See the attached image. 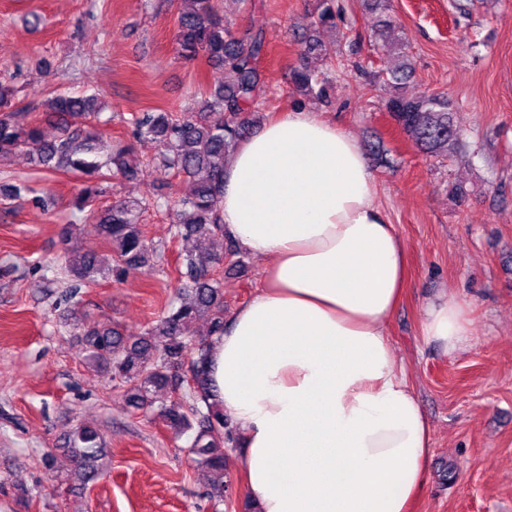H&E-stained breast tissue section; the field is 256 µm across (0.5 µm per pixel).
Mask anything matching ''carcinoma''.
<instances>
[{"label":"carcinoma","instance_id":"1","mask_svg":"<svg viewBox=\"0 0 512 512\" xmlns=\"http://www.w3.org/2000/svg\"><path fill=\"white\" fill-rule=\"evenodd\" d=\"M177 16L176 51L184 59L204 57L224 71V83L200 101L195 112H144L134 122L133 135L150 138L161 148V170L183 177L184 192L175 204V235L185 241L224 236L221 201L224 194V162L244 137L248 121L245 111L258 104L264 92L259 67L263 42L259 34L238 35L213 6L212 0H182ZM376 15L375 34L394 46L402 62L380 75L387 91L384 108L415 147L427 154L448 157L461 146L452 121L455 105L444 93L420 96L407 94L413 75L408 53L396 34L392 0H364ZM333 0H320L302 37L304 54H314L330 63L335 51L314 38L320 27L336 26ZM289 81L306 96L326 95V72L304 66L289 73ZM16 91L0 81V161L17 153L49 173L74 175L81 188L73 205L83 210L101 193L103 179L112 175L130 180L140 176V164L130 158V149L118 147L106 160L97 159L101 134L97 128L98 97L60 92L46 101L44 121L56 130L48 139L39 123L21 125L15 120ZM220 113L219 122L211 115ZM149 206L162 207L158 197L117 200L93 214L94 232L112 246L110 258L81 252L74 245L77 225L62 224L58 238L67 272L79 281L122 278L150 268L159 257L140 227L142 212ZM224 256L185 249L177 265L178 307L169 309L157 323L136 336L116 327L78 325L86 355L94 367L112 370V378L125 387L130 407L153 411L176 434L195 430L189 446L191 460L212 474L215 494L224 496V445L236 442L228 429L224 409L213 399L209 342L194 339V325L203 319L208 335L224 333ZM191 370L194 385L174 399L183 367ZM68 452L75 464L71 478L83 486L107 475L105 448L100 432L78 426L68 438Z\"/></svg>","mask_w":512,"mask_h":512}]
</instances>
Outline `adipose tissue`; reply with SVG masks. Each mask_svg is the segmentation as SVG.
Wrapping results in <instances>:
<instances>
[{"label": "adipose tissue", "instance_id": "1", "mask_svg": "<svg viewBox=\"0 0 512 512\" xmlns=\"http://www.w3.org/2000/svg\"><path fill=\"white\" fill-rule=\"evenodd\" d=\"M357 142L316 113L266 122L224 164V233L265 277L210 342L256 512H412L429 425L386 333L408 252ZM425 337L465 351V307L427 306Z\"/></svg>", "mask_w": 512, "mask_h": 512}]
</instances>
